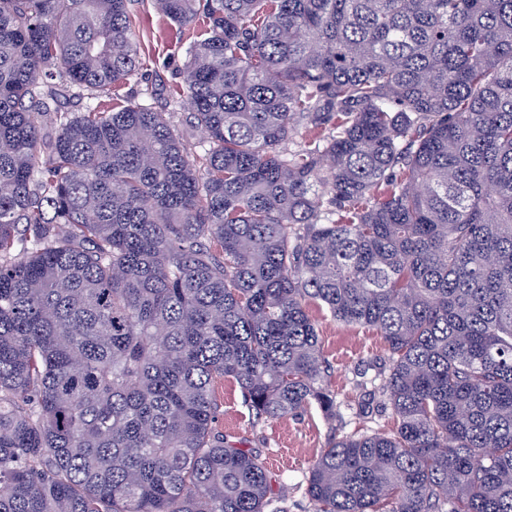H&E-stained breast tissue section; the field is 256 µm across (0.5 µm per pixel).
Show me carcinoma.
Masks as SVG:
<instances>
[{
  "mask_svg": "<svg viewBox=\"0 0 512 512\" xmlns=\"http://www.w3.org/2000/svg\"><path fill=\"white\" fill-rule=\"evenodd\" d=\"M153 3L204 21L201 171L172 112L56 107L137 73L131 0H0V512H288L214 383L335 420L310 302L393 419L313 512H512V0Z\"/></svg>",
  "mask_w": 512,
  "mask_h": 512,
  "instance_id": "carcinoma-1",
  "label": "carcinoma"
}]
</instances>
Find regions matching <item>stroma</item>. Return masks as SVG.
<instances>
[{
    "instance_id": "obj_1",
    "label": "stroma",
    "mask_w": 512,
    "mask_h": 512,
    "mask_svg": "<svg viewBox=\"0 0 512 512\" xmlns=\"http://www.w3.org/2000/svg\"><path fill=\"white\" fill-rule=\"evenodd\" d=\"M130 24L138 39L140 70L116 97H104V106L117 100L149 99L157 111L173 113L176 126H184L191 110L182 77L184 49L197 39L200 26L181 27L170 22L157 13L153 0H133ZM307 309L330 366L328 384L336 393L339 420L327 421L319 410L312 409L257 424L233 381L224 379L215 385L218 428L229 443L260 452L271 473L274 494L288 499V512H313L305 495L311 464L334 437L356 430L355 385L373 381L378 371L389 367V352L381 336L364 327L337 322L317 303H309Z\"/></svg>"
}]
</instances>
